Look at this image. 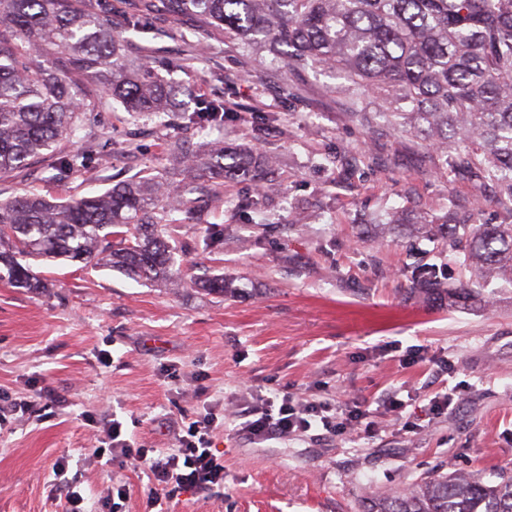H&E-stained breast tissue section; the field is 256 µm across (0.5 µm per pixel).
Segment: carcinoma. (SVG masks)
Listing matches in <instances>:
<instances>
[{"mask_svg":"<svg viewBox=\"0 0 512 512\" xmlns=\"http://www.w3.org/2000/svg\"><path fill=\"white\" fill-rule=\"evenodd\" d=\"M173 16L191 14L224 31V40L272 66L333 73L352 112L379 113L435 145L448 172L466 169L512 204V0H163ZM150 0L123 15L127 32L153 29ZM107 19L86 0H0V174L25 170L54 155L64 137L78 138L86 104L48 46L136 115L182 112L199 129L224 125V97L205 96L174 77L163 79L144 60L130 59ZM167 153L185 170L211 179L246 181L262 161L241 150L205 144L188 153L176 139ZM85 152L55 158L58 177L86 169ZM194 189L145 171L104 192L57 202L30 193L0 201V281L37 290L46 282L21 259L108 267L129 278L172 283L179 246L164 237L176 212H202ZM448 257L476 268L461 288L432 287L428 299L458 303L485 298L483 288L512 284V224L436 225ZM120 241L112 244V238ZM209 294L240 297L246 290L224 275L200 277ZM364 512H512V473L437 474L402 490L375 491Z\"/></svg>","mask_w":512,"mask_h":512,"instance_id":"obj_1","label":"carcinoma"}]
</instances>
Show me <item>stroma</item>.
Wrapping results in <instances>:
<instances>
[{"label": "stroma", "mask_w": 512, "mask_h": 512, "mask_svg": "<svg viewBox=\"0 0 512 512\" xmlns=\"http://www.w3.org/2000/svg\"><path fill=\"white\" fill-rule=\"evenodd\" d=\"M192 43L202 61L178 78L200 94L233 92L239 109L223 129L200 132L177 112L162 125L117 103L103 107L90 91L83 139L57 145L61 154L91 151L89 169L61 180L48 157L0 175V199L33 191L72 200L144 168L170 170L165 144L174 138L193 149L220 137L268 161L254 182L203 179L212 189L203 223L169 225L184 247L178 284L39 262L32 268L46 288L0 282V394L29 404L0 423V512H68L54 488L62 460L89 512H148L136 463L94 455L115 419L135 446L168 451L182 416L226 418L211 438L224 458L223 487L181 492L163 512H360L371 491L433 472H512V285L493 283L489 302L451 306L429 302L417 281L427 270L444 288L472 278L420 220L508 224L512 210L493 186L444 172L436 149L413 134L373 111L353 115L332 77L310 69L282 77L194 16L159 15L127 53L158 69ZM245 198L263 223L235 209ZM211 223L223 225L224 241L208 248ZM219 273L245 296L190 283ZM43 387L55 399L39 397ZM449 389L451 405L431 414V399ZM258 390L302 404L355 402L375 429L258 442L240 428ZM392 395L405 403L402 414L384 409ZM114 485L129 489L116 508L106 500Z\"/></svg>", "instance_id": "1"}]
</instances>
